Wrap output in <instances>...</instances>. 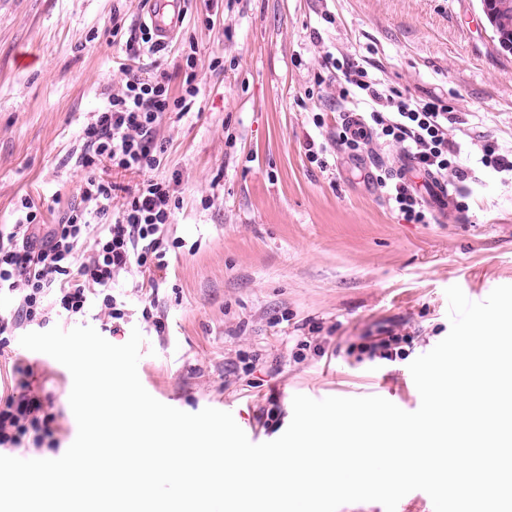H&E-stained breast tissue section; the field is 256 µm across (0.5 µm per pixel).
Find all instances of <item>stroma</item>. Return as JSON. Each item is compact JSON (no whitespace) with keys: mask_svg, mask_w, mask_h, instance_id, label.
<instances>
[{"mask_svg":"<svg viewBox=\"0 0 512 512\" xmlns=\"http://www.w3.org/2000/svg\"><path fill=\"white\" fill-rule=\"evenodd\" d=\"M187 0L183 29L142 71L167 72L180 92L184 55L197 46L199 110L169 114L157 171L179 172L169 226V278L156 305L122 284L130 317L113 344L139 330L138 375L158 401L232 413L254 443L281 436L303 394L380 396L407 412L421 403L408 369L450 331L446 288L480 302L512 285V174L449 180L432 224H409L367 174L391 167L397 146L337 147L336 88L317 85L326 53L414 98L438 97L456 121L448 136L475 164L481 144L512 153V53L502 50L481 0ZM138 0H0V224L21 195L46 223L73 199L75 159L90 112L121 85L122 45H108L113 13L137 23ZM224 61L210 71L211 58ZM322 124H315V117ZM325 146L310 161L308 143ZM475 200L458 211L462 192ZM408 336L406 359L375 365L365 337ZM22 360L33 389L55 398L58 446L19 451L56 459L77 435L72 376L52 357L11 342L0 372Z\"/></svg>","mask_w":512,"mask_h":512,"instance_id":"35a3bbf8","label":"stroma"}]
</instances>
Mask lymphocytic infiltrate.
I'll list each match as a JSON object with an SVG mask.
<instances>
[{"instance_id":"obj_1","label":"lymphocytic infiltrate","mask_w":512,"mask_h":512,"mask_svg":"<svg viewBox=\"0 0 512 512\" xmlns=\"http://www.w3.org/2000/svg\"><path fill=\"white\" fill-rule=\"evenodd\" d=\"M197 66L196 52H189L177 95L168 74L146 77L126 68L121 86L81 129L76 162L85 176L57 223L45 224L41 209L23 196L15 222L0 225V293L15 301L10 314H0L1 348L9 346L17 330L43 328L57 317H83L93 307L104 314L110 330L120 331L129 316L125 301L114 293L120 279L136 270L144 275L139 288L155 292L165 283V235L177 206L180 176L156 175L165 153L159 128L165 114H187L199 100ZM343 77L340 99L348 100L355 89L364 107L361 129L338 123L337 145L354 153L369 139L398 145L418 171L471 180L470 168L459 162L460 144L448 137L453 116L447 105L436 98L405 96L357 63L347 64ZM103 163L143 176L121 203L113 201L112 183L96 174ZM374 179L387 189L402 220L431 223L433 214L412 185L383 167ZM29 375V367L13 365L9 389H0V449L56 446L54 398L33 391Z\"/></svg>"}]
</instances>
